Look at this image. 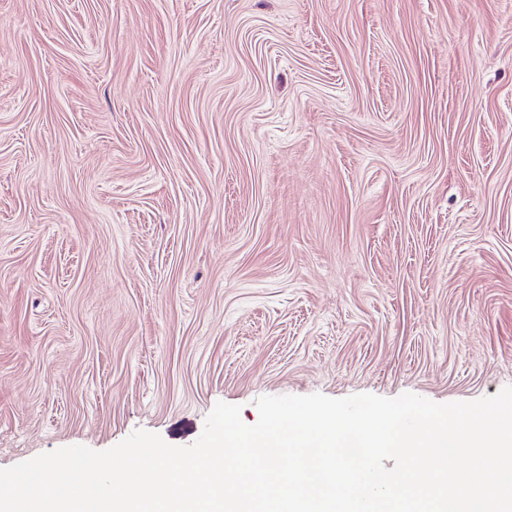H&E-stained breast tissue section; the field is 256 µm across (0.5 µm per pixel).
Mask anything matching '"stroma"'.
Wrapping results in <instances>:
<instances>
[{"label":"stroma","instance_id":"stroma-1","mask_svg":"<svg viewBox=\"0 0 512 512\" xmlns=\"http://www.w3.org/2000/svg\"><path fill=\"white\" fill-rule=\"evenodd\" d=\"M508 386L512 0H0V468Z\"/></svg>","mask_w":512,"mask_h":512}]
</instances>
